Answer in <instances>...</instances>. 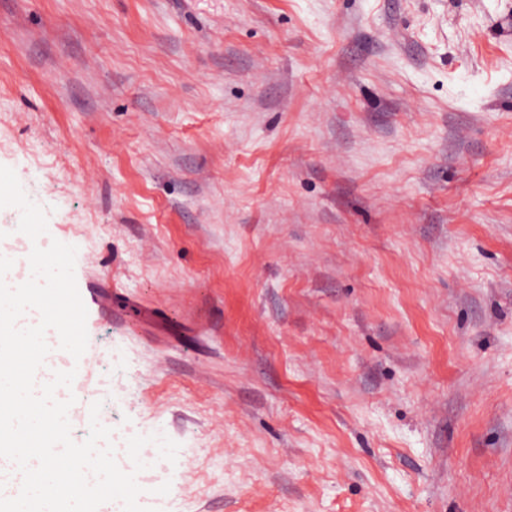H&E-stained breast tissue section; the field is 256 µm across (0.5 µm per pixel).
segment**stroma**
Instances as JSON below:
<instances>
[{
	"label": "stroma",
	"mask_w": 512,
	"mask_h": 512,
	"mask_svg": "<svg viewBox=\"0 0 512 512\" xmlns=\"http://www.w3.org/2000/svg\"><path fill=\"white\" fill-rule=\"evenodd\" d=\"M0 166L140 505L512 512V0H0Z\"/></svg>",
	"instance_id": "obj_1"
}]
</instances>
